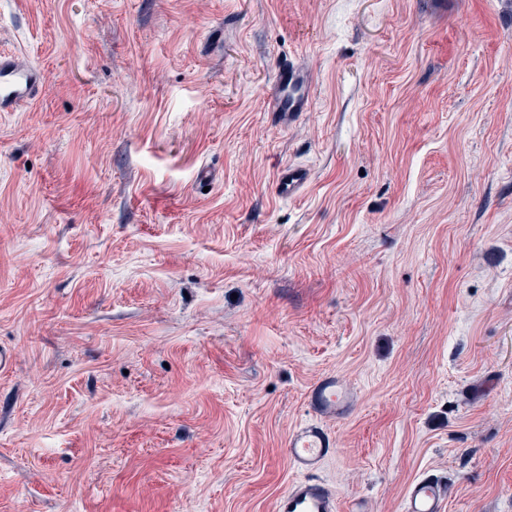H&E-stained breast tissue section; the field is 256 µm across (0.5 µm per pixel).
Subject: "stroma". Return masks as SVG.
I'll list each match as a JSON object with an SVG mask.
<instances>
[{"label": "stroma", "instance_id": "stroma-1", "mask_svg": "<svg viewBox=\"0 0 512 512\" xmlns=\"http://www.w3.org/2000/svg\"><path fill=\"white\" fill-rule=\"evenodd\" d=\"M1 52L49 80L0 112V512H512V0H0ZM314 73L299 60L285 59L279 63L276 84L269 100V112H276L288 125L293 123L311 105ZM310 170L296 164L283 166L275 181L276 194L281 198L297 196L310 182ZM349 402L347 392L335 376L322 379L311 393V404L319 416H335L342 413ZM333 447L328 432L318 423H308L293 431L288 438V457L300 466L318 463ZM450 488L445 477L424 474L414 480L404 500V512H446ZM278 512H338V497L333 488L318 478L292 483L279 498Z\"/></svg>", "mask_w": 512, "mask_h": 512}]
</instances>
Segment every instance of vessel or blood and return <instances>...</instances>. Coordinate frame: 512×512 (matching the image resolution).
<instances>
[{"instance_id":"1","label":"vessel or blood","mask_w":512,"mask_h":512,"mask_svg":"<svg viewBox=\"0 0 512 512\" xmlns=\"http://www.w3.org/2000/svg\"><path fill=\"white\" fill-rule=\"evenodd\" d=\"M313 80V71L299 60H282L269 100L270 111L285 120L295 121L311 105ZM47 81V74L29 62L0 55V112H13L32 103L40 96ZM310 179L309 169L296 164L285 165L277 173L275 191L282 198L295 197ZM348 402L345 389L332 376L318 382L311 393L312 407L320 416L342 413ZM332 446L331 436L320 424L308 423L289 436L288 457L307 467L318 463ZM449 491L446 478L424 474L410 485L403 512H447ZM277 512H339L338 497L327 482L306 478L288 487L278 500Z\"/></svg>"}]
</instances>
